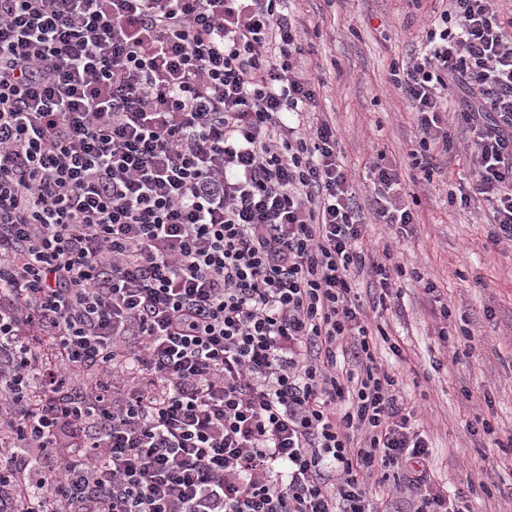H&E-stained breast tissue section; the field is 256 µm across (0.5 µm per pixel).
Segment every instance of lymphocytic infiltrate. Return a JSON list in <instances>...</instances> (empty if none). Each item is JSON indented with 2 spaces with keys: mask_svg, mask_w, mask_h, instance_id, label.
Instances as JSON below:
<instances>
[{
  "mask_svg": "<svg viewBox=\"0 0 512 512\" xmlns=\"http://www.w3.org/2000/svg\"><path fill=\"white\" fill-rule=\"evenodd\" d=\"M512 243V24L446 0L393 71ZM464 95L448 110L449 85ZM287 0H0V512H469L377 360L391 297ZM373 217L418 198L372 165Z\"/></svg>",
  "mask_w": 512,
  "mask_h": 512,
  "instance_id": "lymphocytic-infiltrate-1",
  "label": "lymphocytic infiltrate"
}]
</instances>
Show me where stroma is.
I'll return each instance as SVG.
<instances>
[{
	"label": "stroma",
	"instance_id": "1",
	"mask_svg": "<svg viewBox=\"0 0 512 512\" xmlns=\"http://www.w3.org/2000/svg\"><path fill=\"white\" fill-rule=\"evenodd\" d=\"M440 0H290L304 32L305 58L324 89L319 106L336 126L342 161L364 213L375 206L370 168L378 154L396 164L404 192L418 194L422 220L393 241L386 225L367 228L374 248L390 245L403 271L393 277L398 300L381 323L390 342L376 354L391 368L406 406L430 447L432 480L449 492L466 491L470 512H512V451L496 440L512 434V245H492L489 207L482 196L453 206L449 195L468 191L466 135L441 156L430 182L419 184L411 154L419 133L409 104L389 83L391 66H404L438 18ZM450 313L440 340L425 302V281ZM400 344L402 356L390 343ZM493 435H471L475 419ZM476 491H468V484Z\"/></svg>",
	"mask_w": 512,
	"mask_h": 512
}]
</instances>
